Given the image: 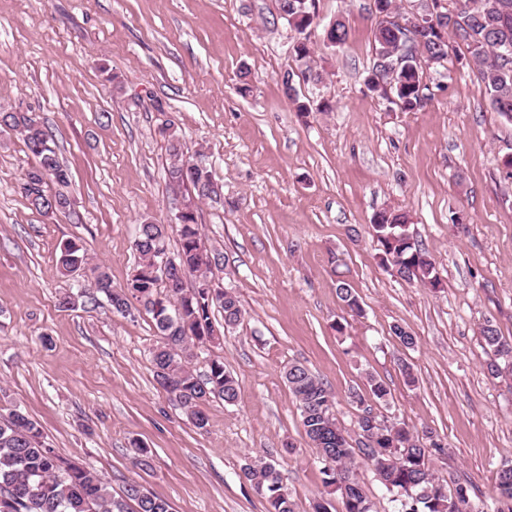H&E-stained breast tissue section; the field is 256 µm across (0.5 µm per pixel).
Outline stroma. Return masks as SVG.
I'll return each mask as SVG.
<instances>
[{"label": "stroma", "instance_id": "obj_1", "mask_svg": "<svg viewBox=\"0 0 512 512\" xmlns=\"http://www.w3.org/2000/svg\"><path fill=\"white\" fill-rule=\"evenodd\" d=\"M319 10L342 18L350 39L329 49L313 31L323 80L301 91L332 109L303 117L279 80L293 60L274 0H0V108L45 122L73 200L63 213L32 210L21 177L33 158L20 135L0 132V418L21 408L113 494L133 479L173 512H266L241 472L258 459L279 464L296 512L320 497L341 512L284 372L299 362L318 375L353 436L352 396L370 397L373 376L389 389L374 413L432 431L444 446L430 460L436 476L471 484L479 512H496L495 473L512 461V376L488 374L480 328L490 321L512 338V178L502 166L512 122L490 108L476 69L453 59L428 73L422 110L379 100L365 86L373 0H319ZM169 122L222 187L197 219L224 256L216 281L247 311L229 331L221 312L211 316L216 339L195 369L222 359L240 395L205 404L203 431L153 378L150 314L58 305L84 283L59 267L60 241L81 239L119 288L140 262L137 224L169 223L158 134ZM384 210L406 215L440 288L382 265L371 224ZM341 281L361 314L338 299ZM136 444L149 469L134 467Z\"/></svg>", "mask_w": 512, "mask_h": 512}]
</instances>
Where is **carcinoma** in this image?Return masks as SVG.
I'll return each mask as SVG.
<instances>
[{"instance_id": "carcinoma-1", "label": "carcinoma", "mask_w": 512, "mask_h": 512, "mask_svg": "<svg viewBox=\"0 0 512 512\" xmlns=\"http://www.w3.org/2000/svg\"><path fill=\"white\" fill-rule=\"evenodd\" d=\"M318 0H275L277 17L288 27L309 39L319 25ZM459 7L441 8V14L426 26L409 29L390 19L375 22V56L384 55L394 64L392 73L368 80V89L402 112H418L429 100L424 82L427 71L445 66L449 50L462 52L476 66L479 89L490 106L512 121V0H455ZM349 29L335 19L327 37L331 47L349 39ZM282 87L295 110L312 111L310 101L301 99L290 83L293 70L284 71ZM0 121L23 135L34 163L22 174V190L29 206L45 215L64 212L71 201L67 188L70 173L60 161L52 134L31 112H0ZM169 156L168 184L182 193L187 212L175 224L145 220L138 225L135 248L140 263L126 287L116 289L102 265L89 263L83 244L70 239L56 252L58 263L67 274L95 272L102 294L112 312L121 313L126 295L152 315L157 329L151 352L156 382L174 394L193 423L203 430L206 414L198 406L213 398L226 404L238 401L236 380L224 369V361L214 358L204 375L192 367L195 349L215 339L212 310L222 312L224 328L237 326L244 319L237 295L222 288H185L186 278L212 280L213 269L222 265L221 254L207 247L197 222L195 201L210 197L206 184L210 171L196 163L184 164V144L176 132L165 137ZM373 237L382 247L388 267L407 282L420 281L436 288L440 284L435 263L422 244L408 231L403 213L382 211L371 224ZM176 231L178 246L171 253L174 264L163 275H153L159 254L169 251V232ZM336 294L352 313L361 312L358 297L345 282ZM485 346L497 359L487 370L499 376L509 370L499 360L512 362V342L500 335L495 324L486 321L481 328ZM288 388L298 403L301 423L310 445L323 464L324 485L340 494L342 512H374V504L359 485L355 455L361 454L387 492L399 502V512H474L468 486L459 484L456 507L448 510L450 499L441 492L442 481L431 472L432 454L444 445L432 438L423 441L403 423L389 422L368 407L359 416V437L369 436L372 445L353 446L351 437L337 424L335 401L330 390L306 366L294 363L285 372ZM278 464L263 460L245 465L243 473L266 499L268 512H295L293 501ZM497 512H512V462L501 464L496 472ZM0 512H172L171 504L147 493L140 484H126L123 495H112L109 483L93 472L57 453L43 439L39 422L20 410L0 423Z\"/></svg>"}]
</instances>
